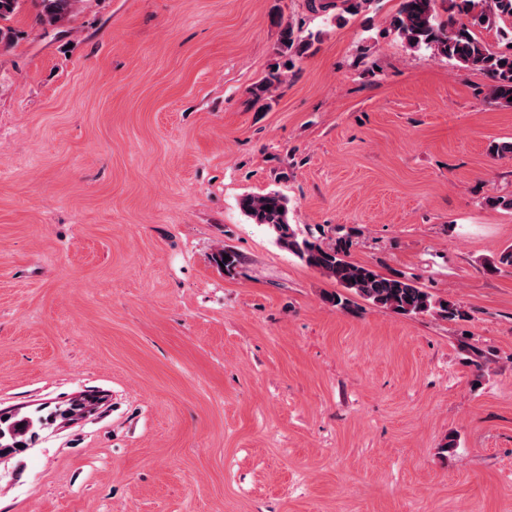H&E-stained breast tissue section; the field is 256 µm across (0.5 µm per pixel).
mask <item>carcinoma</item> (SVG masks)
<instances>
[{
    "label": "carcinoma",
    "mask_w": 512,
    "mask_h": 512,
    "mask_svg": "<svg viewBox=\"0 0 512 512\" xmlns=\"http://www.w3.org/2000/svg\"><path fill=\"white\" fill-rule=\"evenodd\" d=\"M40 11L36 23L59 27L69 20L80 0H38ZM447 18L436 9V0H401L390 27L412 49L425 48L455 62L462 68L484 73L489 78L486 97L502 107L512 108V47L494 51L475 32L477 28L500 26L504 36H512V0H448ZM320 33L301 36L286 25L280 30L282 63L271 68L267 76L250 91L254 101H261L282 84L283 69L301 56L318 39ZM271 206L266 210L265 206ZM240 210L255 224L266 226L276 243L287 249L307 267L340 285L345 293L324 296L340 311L352 310L350 296L403 316L433 314L447 320L467 317L461 306L435 297L412 279L400 274L382 275L366 264L349 259L350 240L339 236L332 242L306 235L289 222L288 200L277 191L247 194L239 201ZM84 404L71 402L54 408L47 415H4L0 412V458L27 452L45 428L71 418Z\"/></svg>",
    "instance_id": "cac0c4a2"
}]
</instances>
